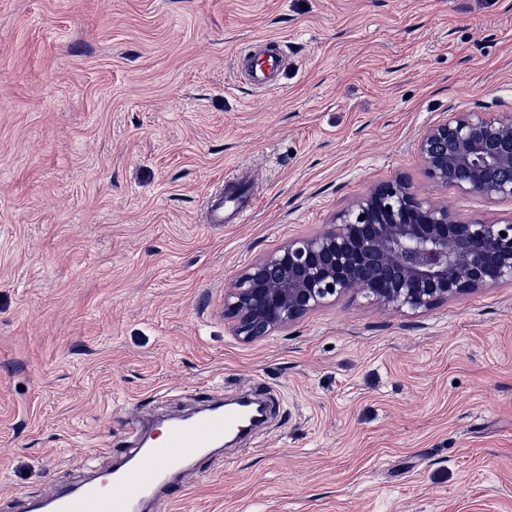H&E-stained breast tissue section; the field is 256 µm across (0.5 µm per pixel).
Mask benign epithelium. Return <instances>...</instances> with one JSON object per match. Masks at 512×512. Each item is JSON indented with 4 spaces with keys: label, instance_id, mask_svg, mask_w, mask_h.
I'll list each match as a JSON object with an SVG mask.
<instances>
[{
    "label": "benign epithelium",
    "instance_id": "benign-epithelium-1",
    "mask_svg": "<svg viewBox=\"0 0 512 512\" xmlns=\"http://www.w3.org/2000/svg\"><path fill=\"white\" fill-rule=\"evenodd\" d=\"M426 178L488 200L512 198V115L462 110L418 141ZM512 283V220L464 222L404 179L379 181L311 235L247 264L224 293L244 341L357 292L384 311L424 312Z\"/></svg>",
    "mask_w": 512,
    "mask_h": 512
}]
</instances>
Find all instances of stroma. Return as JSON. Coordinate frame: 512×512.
I'll use <instances>...</instances> for the list:
<instances>
[{"mask_svg": "<svg viewBox=\"0 0 512 512\" xmlns=\"http://www.w3.org/2000/svg\"><path fill=\"white\" fill-rule=\"evenodd\" d=\"M288 58L275 89L237 58ZM512 114V0H0V512L125 455L147 411H274L151 512H512V283L363 295L245 342L239 271L406 178L448 113ZM250 181L242 224L207 196Z\"/></svg>", "mask_w": 512, "mask_h": 512, "instance_id": "stroma-1", "label": "stroma"}]
</instances>
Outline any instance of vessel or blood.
I'll return each instance as SVG.
<instances>
[{
    "instance_id": "obj_1",
    "label": "vessel or blood",
    "mask_w": 512,
    "mask_h": 512,
    "mask_svg": "<svg viewBox=\"0 0 512 512\" xmlns=\"http://www.w3.org/2000/svg\"><path fill=\"white\" fill-rule=\"evenodd\" d=\"M286 67L282 51L270 43L257 45L240 56L239 68L249 84L275 87ZM255 207L253 196L234 182L212 194L208 221L212 224L245 222ZM245 418L244 408L212 403L190 416L162 420L157 436L142 437L136 448L99 476L59 489L48 497L27 500L26 512H140L143 503L160 490L176 493L174 476L189 471L224 441Z\"/></svg>"
}]
</instances>
